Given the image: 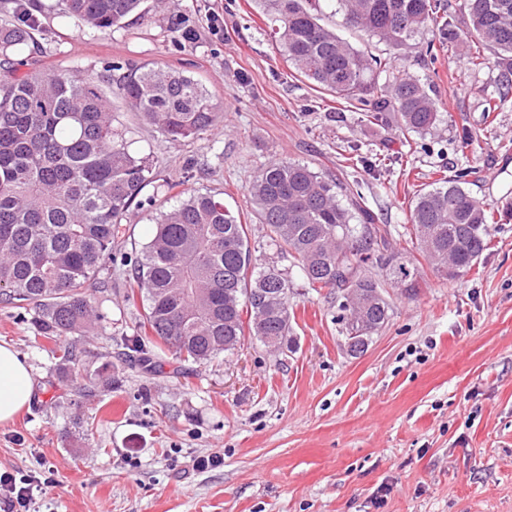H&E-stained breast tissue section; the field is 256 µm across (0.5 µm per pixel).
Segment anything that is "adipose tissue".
Segmentation results:
<instances>
[{
	"label": "adipose tissue",
	"instance_id": "ef3b65f1",
	"mask_svg": "<svg viewBox=\"0 0 512 512\" xmlns=\"http://www.w3.org/2000/svg\"><path fill=\"white\" fill-rule=\"evenodd\" d=\"M35 383L30 366L8 343H0V425L28 408Z\"/></svg>",
	"mask_w": 512,
	"mask_h": 512
}]
</instances>
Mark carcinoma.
Here are the masks:
<instances>
[{
    "instance_id": "carcinoma-1",
    "label": "carcinoma",
    "mask_w": 512,
    "mask_h": 512,
    "mask_svg": "<svg viewBox=\"0 0 512 512\" xmlns=\"http://www.w3.org/2000/svg\"><path fill=\"white\" fill-rule=\"evenodd\" d=\"M296 72L343 99L375 126L393 125L408 139L431 132L440 110L426 83L404 60L415 49L437 58V44H461L474 70L494 52L499 75L483 103L484 118L512 108V0H463V18L438 16L437 0H337L345 24L385 42L388 61L361 51L319 22L316 0H257ZM62 13L107 31L140 0H59ZM437 27L438 40L417 38ZM30 30L0 22V303L35 309L37 336H84L101 318L89 293L112 259L122 221L157 181L153 161L129 150L115 124L100 78L69 73L19 76L13 55ZM130 110L173 141L199 136L223 120L194 77L164 67L107 76ZM473 168L426 185L409 205L404 236L445 279L462 278L486 250L489 204L464 188ZM266 246L294 260L309 287L338 290L337 321L357 334L354 355L367 350L391 306L377 274L388 272L407 293L415 271L389 251V241L359 199L358 189L286 158L271 160L247 189ZM361 215L360 223L353 220ZM250 225L214 194H191L162 212L143 248L127 257L128 276L143 298V328L132 351L150 373L162 354L204 364L232 352L249 334L289 344L292 307L288 275L255 256Z\"/></svg>"
}]
</instances>
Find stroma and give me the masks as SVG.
<instances>
[{
	"mask_svg": "<svg viewBox=\"0 0 512 512\" xmlns=\"http://www.w3.org/2000/svg\"><path fill=\"white\" fill-rule=\"evenodd\" d=\"M318 12L354 47L388 56L345 24L336 0H319ZM214 13L220 37L208 28ZM21 14L35 26L19 73L158 65L197 79L224 110L218 130L173 141L112 100L131 151L152 158L158 180L95 281L102 319L78 342L81 374L102 380L95 396L60 379L59 344L35 336L33 311L0 303V343L35 380L30 406L0 425V470L53 480L31 512H512V215L490 225L487 249L458 281L403 237L410 200L442 169L475 167L473 195L496 209L512 202V109L490 123L482 112L497 68L470 70L448 42L434 62L409 54L442 118L407 141L297 75L257 0H141L107 32L64 16L58 0H0V19ZM187 28L194 40L182 38ZM466 129L475 151L457 148ZM352 153L385 163L367 173L347 165ZM274 158L359 181L376 224L414 267L416 294L386 288L392 315L354 355L336 322V290L309 288L278 255L293 282L290 350L272 353L248 336L208 363L168 354L161 372H146L124 354V340L143 330L121 258L186 194L220 193L247 216L246 190ZM211 454L220 466L194 468Z\"/></svg>",
	"mask_w": 512,
	"mask_h": 512,
	"instance_id": "1",
	"label": "stroma"
}]
</instances>
